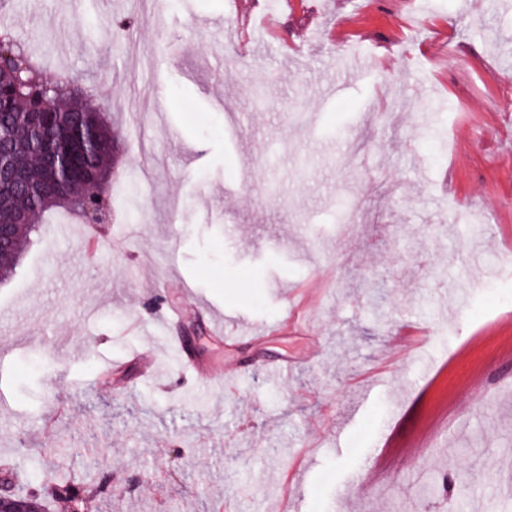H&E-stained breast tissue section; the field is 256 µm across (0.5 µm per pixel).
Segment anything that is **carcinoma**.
I'll return each instance as SVG.
<instances>
[{"mask_svg": "<svg viewBox=\"0 0 512 512\" xmlns=\"http://www.w3.org/2000/svg\"><path fill=\"white\" fill-rule=\"evenodd\" d=\"M25 57L23 71L0 67V165L17 175L0 183V225L12 227V244L0 251V280L11 276L35 232L38 220L51 210L76 214L86 221L84 199L90 185L102 180V202L112 213L114 133L98 105L95 85L62 73L49 80L34 51L10 27H0V41ZM91 130L99 146L92 150L76 136ZM65 154L71 176L63 179L51 166L52 157ZM51 498L65 497L77 507L93 500L96 489L76 486L68 476L44 475Z\"/></svg>", "mask_w": 512, "mask_h": 512, "instance_id": "obj_1", "label": "carcinoma"}]
</instances>
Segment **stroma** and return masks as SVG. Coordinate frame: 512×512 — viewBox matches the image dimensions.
<instances>
[{
    "mask_svg": "<svg viewBox=\"0 0 512 512\" xmlns=\"http://www.w3.org/2000/svg\"><path fill=\"white\" fill-rule=\"evenodd\" d=\"M0 26L93 80L119 141L95 261L52 213L0 281V470L105 478L95 512H512V280L487 260L512 0H0ZM176 296L194 354L241 371L223 394L152 333Z\"/></svg>",
    "mask_w": 512,
    "mask_h": 512,
    "instance_id": "stroma-1",
    "label": "stroma"
}]
</instances>
